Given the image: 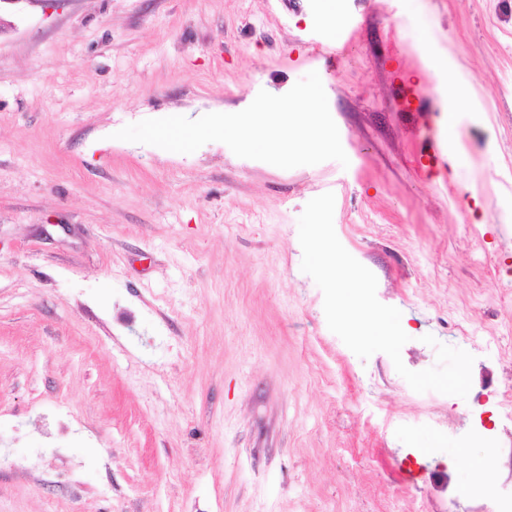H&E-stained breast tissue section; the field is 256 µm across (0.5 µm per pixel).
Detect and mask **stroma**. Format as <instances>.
<instances>
[{"label":"stroma","instance_id":"stroma-1","mask_svg":"<svg viewBox=\"0 0 512 512\" xmlns=\"http://www.w3.org/2000/svg\"><path fill=\"white\" fill-rule=\"evenodd\" d=\"M337 10L339 22L327 21ZM0 38V512H506L512 506V0H61ZM448 56L479 111L417 164ZM318 72L348 165L115 139ZM409 85L432 106L410 112ZM344 248L411 328L474 356L467 398L357 357L301 269ZM479 213H472L474 202ZM490 447L482 483L447 454Z\"/></svg>","mask_w":512,"mask_h":512}]
</instances>
